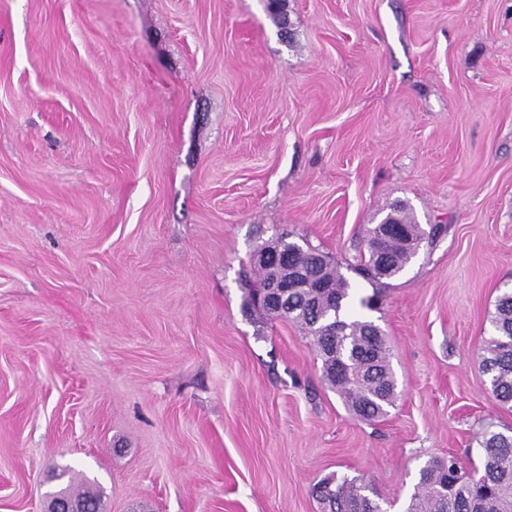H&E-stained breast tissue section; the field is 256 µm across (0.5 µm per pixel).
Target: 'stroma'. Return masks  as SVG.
<instances>
[{
  "mask_svg": "<svg viewBox=\"0 0 512 512\" xmlns=\"http://www.w3.org/2000/svg\"><path fill=\"white\" fill-rule=\"evenodd\" d=\"M0 0V512L53 468L105 512H320L482 467L512 430L478 347L512 289V0ZM406 201L446 230L370 317L366 422L294 324L244 307L278 233L346 272ZM322 512H383L363 478H325L313 488Z\"/></svg>",
  "mask_w": 512,
  "mask_h": 512,
  "instance_id": "stroma-1",
  "label": "stroma"
}]
</instances>
